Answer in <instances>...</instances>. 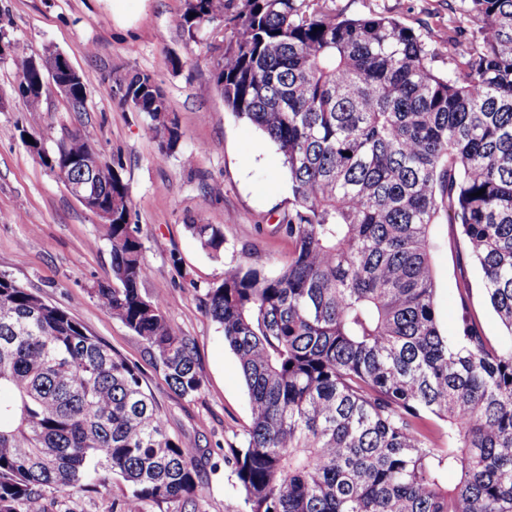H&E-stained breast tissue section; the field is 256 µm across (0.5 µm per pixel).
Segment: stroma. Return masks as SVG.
Returning a JSON list of instances; mask_svg holds the SVG:
<instances>
[{
  "mask_svg": "<svg viewBox=\"0 0 512 512\" xmlns=\"http://www.w3.org/2000/svg\"><path fill=\"white\" fill-rule=\"evenodd\" d=\"M0 0V30L10 51L0 57V274L69 310L93 336L139 368L171 433L194 440L203 455L196 512H247L228 465L251 423L247 389L221 327L207 313V291L227 266L243 263L275 274L290 245L276 232L291 200L288 172L277 147L246 120L228 111L212 80L210 31L187 42L175 20L184 0ZM346 14L375 10L413 28L429 48L448 22L468 26L463 9L448 0H339ZM58 53L82 76L85 109L71 111L55 86L43 109L28 111L17 94L13 60ZM153 74L177 113L178 149L161 155L145 116L122 109L118 78ZM69 130L82 136L128 183L131 221L139 229L149 274L142 291L163 299L174 329L192 346L200 390H172L140 338L97 303L92 290L112 278L111 244L97 216L73 197L57 173L29 151L26 135L39 136L54 152ZM193 165H185L186 155ZM219 182L221 195L206 186ZM220 225V257L203 250L187 226L197 216ZM431 261L442 334L457 325L460 280L472 285L471 304L491 339L503 333L479 286L480 274L459 260L455 228L434 225ZM120 484L95 492L46 490L44 512H120Z\"/></svg>",
  "mask_w": 512,
  "mask_h": 512,
  "instance_id": "35a3bbf8",
  "label": "stroma"
}]
</instances>
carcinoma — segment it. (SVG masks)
I'll return each mask as SVG.
<instances>
[{"instance_id":"carcinoma-1","label":"carcinoma","mask_w":512,"mask_h":512,"mask_svg":"<svg viewBox=\"0 0 512 512\" xmlns=\"http://www.w3.org/2000/svg\"><path fill=\"white\" fill-rule=\"evenodd\" d=\"M442 72L414 29L337 0H185L194 42L224 30V106L277 146L291 183L278 274L237 264L207 313L238 359L251 424L232 457L249 512H512V0H464ZM161 156L182 138L146 72L116 83ZM94 153L79 131L52 156ZM485 189L478 196L476 192ZM116 287L93 296L182 396L201 387L190 340L148 275L129 185L112 170ZM457 226L503 329L462 315L442 334L432 226ZM212 256L224 232L187 225ZM196 444L170 434L139 369L72 314L0 275V512L47 488L125 483L121 512L194 504Z\"/></svg>"}]
</instances>
